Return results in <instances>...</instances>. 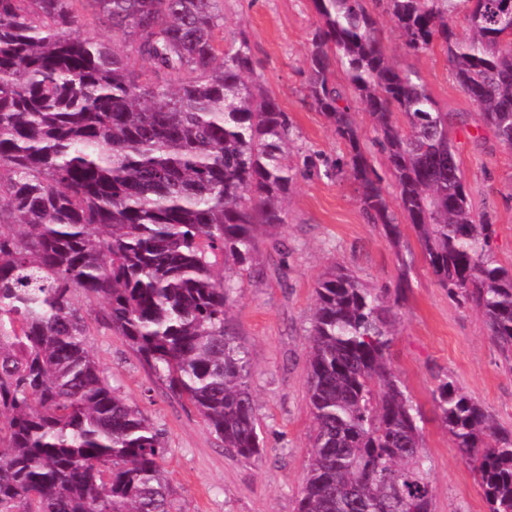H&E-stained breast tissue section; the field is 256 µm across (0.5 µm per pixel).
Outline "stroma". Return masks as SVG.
<instances>
[{
  "instance_id": "stroma-1",
  "label": "stroma",
  "mask_w": 512,
  "mask_h": 512,
  "mask_svg": "<svg viewBox=\"0 0 512 512\" xmlns=\"http://www.w3.org/2000/svg\"><path fill=\"white\" fill-rule=\"evenodd\" d=\"M222 9L224 39L246 32L260 80L291 124L294 183L287 224L275 236H259L245 266L217 269L237 288L227 318L251 365L250 389L264 440L260 458L247 461L228 452L196 408L113 334L103 306L85 315L87 345L102 376L162 435L172 512H298L313 429L307 396L310 319L316 282L334 265L401 298L389 364L426 419L431 512H489L475 471L460 459L435 415L434 394L441 381L451 380L500 427L512 430V355L491 339L477 308L438 284L410 226L402 228L412 262L404 280L381 225L367 223L353 180L345 173L326 177L348 148L306 91L309 39L317 22L312 0H223ZM379 30L391 61L417 72L437 105L452 114L450 136L473 212L493 226L496 262L512 268V150L481 123L441 49H405L385 16Z\"/></svg>"
}]
</instances>
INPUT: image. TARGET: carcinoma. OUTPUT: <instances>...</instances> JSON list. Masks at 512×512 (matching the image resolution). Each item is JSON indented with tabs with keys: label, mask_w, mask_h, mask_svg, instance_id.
<instances>
[{
	"label": "carcinoma",
	"mask_w": 512,
	"mask_h": 512,
	"mask_svg": "<svg viewBox=\"0 0 512 512\" xmlns=\"http://www.w3.org/2000/svg\"><path fill=\"white\" fill-rule=\"evenodd\" d=\"M73 2L0 0V512H170L159 433L101 376L81 307L104 305L224 448L259 459L251 368L227 326L235 288L214 268L245 265L258 236L287 223L288 115L256 79L246 33L221 43L222 0H86L110 44L81 34ZM374 2L407 49H443L512 149V0ZM313 3L307 93L348 147L363 214L397 243L401 211L438 283L512 354V270L492 259V225L448 166L450 113L385 54L366 0ZM397 304L338 266L318 280L298 512H431L424 418L388 364ZM434 402L489 512H512V432L451 381ZM354 108H355V119L360 126L362 133L364 135L363 142L368 147L369 155L371 156L372 160L374 161L375 167L378 169V171L384 176L385 178V185L387 192L391 196V198H394L395 193V187L393 180L391 179L390 174L387 172V168L385 165V159L384 156L377 150L376 147H373L371 145V140L374 136V133L372 132L371 123L369 120L368 115L366 112H364L362 105L359 102H354Z\"/></svg>",
	"instance_id": "1"
}]
</instances>
